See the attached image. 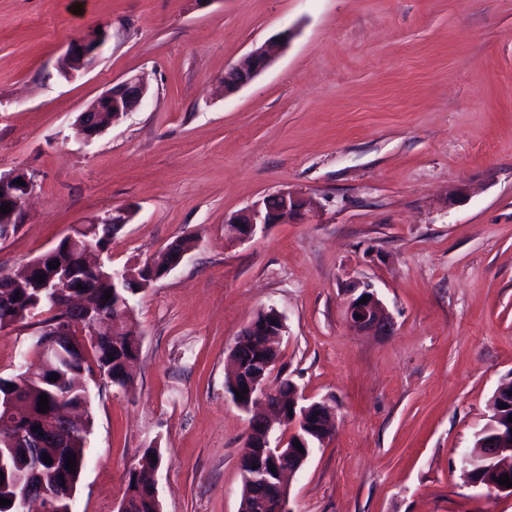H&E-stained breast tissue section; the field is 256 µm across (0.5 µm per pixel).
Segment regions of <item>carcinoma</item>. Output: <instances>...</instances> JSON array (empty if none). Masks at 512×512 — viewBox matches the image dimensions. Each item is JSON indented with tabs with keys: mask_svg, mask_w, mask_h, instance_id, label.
I'll return each instance as SVG.
<instances>
[{
	"mask_svg": "<svg viewBox=\"0 0 512 512\" xmlns=\"http://www.w3.org/2000/svg\"><path fill=\"white\" fill-rule=\"evenodd\" d=\"M119 226L110 224H88L78 235L90 238L104 251L109 250ZM192 249V240L177 238L163 251L153 257V266L162 270L179 251ZM36 260L43 262L47 272L60 279L67 275L69 295H84L97 313L117 315L121 312L122 302L128 301L133 292L130 288H139L141 283L132 281L130 287L114 291L112 288V270L96 275L85 270L82 251L60 247L55 255L41 254ZM59 261L56 269L49 268V263ZM82 288H77V285ZM112 292L110 299H104V292ZM57 301L51 291H40L19 282L10 274L0 269V328L11 327L26 320L35 312H48L50 317L43 320V327H48L57 319ZM141 344L132 331L123 329L102 338L97 342L86 336H74L70 342L61 347V352L51 362L50 368L43 367V360L23 361L22 366L31 369L28 376L15 378L0 377V399L5 401L14 397L24 404L25 416L20 420L5 417V410H0V498L13 499L24 493L28 475H34L38 487L56 503V512H72L74 495L69 489L77 486L81 472L86 464V450L89 424L73 427L72 436L66 443L65 451L76 460L73 468L76 472L61 474L56 464L44 462L43 455L53 458L58 448L44 440L28 438L20 434L25 425L37 426L46 430L49 413L62 409L68 415L87 409L88 394L81 384L82 375L99 374L106 384L126 388L129 378L123 373V364L128 359H137ZM57 375L59 379L51 380ZM48 397V412L38 411L40 395ZM140 477L132 470L126 474L127 501L123 512H158V503L139 490Z\"/></svg>",
	"mask_w": 512,
	"mask_h": 512,
	"instance_id": "cac0c4a2",
	"label": "carcinoma"
}]
</instances>
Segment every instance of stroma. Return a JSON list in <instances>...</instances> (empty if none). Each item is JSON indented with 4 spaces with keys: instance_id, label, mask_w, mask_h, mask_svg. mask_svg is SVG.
I'll use <instances>...</instances> for the list:
<instances>
[{
    "instance_id": "stroma-1",
    "label": "stroma",
    "mask_w": 512,
    "mask_h": 512,
    "mask_svg": "<svg viewBox=\"0 0 512 512\" xmlns=\"http://www.w3.org/2000/svg\"><path fill=\"white\" fill-rule=\"evenodd\" d=\"M98 27L92 68L60 75L59 54ZM286 29L274 63L222 95L225 69ZM136 74L143 106L77 139L76 117ZM18 168L38 188L0 269L127 206L112 268L198 241L132 301L130 386L86 380L73 512H118L150 447L161 512H238L252 414L225 391L229 355L269 308L285 324L269 387L336 408L290 512H512L460 462L512 380V0H0V173ZM283 190L313 212L225 238V219ZM356 279L391 331L349 327ZM42 320L0 331V377Z\"/></svg>"
}]
</instances>
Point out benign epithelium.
<instances>
[{
    "label": "benign epithelium",
    "mask_w": 512,
    "mask_h": 512,
    "mask_svg": "<svg viewBox=\"0 0 512 512\" xmlns=\"http://www.w3.org/2000/svg\"><path fill=\"white\" fill-rule=\"evenodd\" d=\"M293 32L289 29L281 32L277 38L268 40L253 48L243 59L224 72V94L229 95L249 84L265 71L285 50ZM108 38V32L98 34L91 31L83 39L71 43L57 60L59 72L66 78L78 72L88 70L95 62L101 48ZM147 86L137 76H130L112 84V87L90 103L74 123L76 137L89 142L102 135L114 121L139 109L147 97ZM25 181V185L15 180ZM38 186L37 175L27 169H16L8 174L0 173V205L7 204L11 212L0 213V225L24 224L27 220V201ZM278 206L271 208L267 202H257L239 210L230 217L227 225L228 235L240 242L251 240L259 231L272 224H286L302 219L307 208V201L298 195L282 192L277 195ZM134 214L131 208L116 209L104 216L94 218L96 224L125 225ZM103 254L92 242H85L86 266L95 273L102 272L99 256ZM368 297L363 303L361 299ZM77 308L76 316L65 315L53 326L38 335L42 336L39 349L48 355L67 341L71 330L79 324L85 327L88 335L97 337L111 333L112 319L104 314L90 317L88 304L80 297H72L70 304L63 305ZM264 319L254 317L241 331L240 336H263L274 343L282 335L283 317L274 308L263 311ZM346 319L349 326L356 331L374 330L383 332L392 327L393 321L383 302L379 299L372 285L357 282L351 287L350 298L346 304ZM276 362H263L260 369L241 379L236 378L239 369L233 370L231 377L234 392L230 393L236 405L248 410L254 406L263 408V412L254 415L252 424L243 441L240 459L241 471L246 477L247 495L254 497L251 506H256L255 496L258 491L274 488L275 512H289L287 509L289 487L286 476L295 473L306 464L310 452L302 453L295 449L294 441L300 447H306L300 431L309 428L320 431V441L324 442L334 435L336 421L335 410L328 401L298 403L295 398L296 388L288 392V399H282L277 393L265 389V384L274 370ZM244 392V399L236 400V392ZM512 398V382L502 385L493 398L494 415L488 425L490 436L482 440L484 451L480 455L462 460L463 469L470 482L481 487L483 483L474 477L475 470L489 467L498 474L512 473V422L502 421V406L507 398ZM292 411L288 417L289 434L286 443H271V433L275 423L265 420L272 413L284 417L285 412ZM162 461L152 464L139 460L134 471L145 475L146 491L153 499H158L157 488L152 476L161 467ZM275 471H270V466Z\"/></svg>",
    "instance_id": "7a95c632"
}]
</instances>
